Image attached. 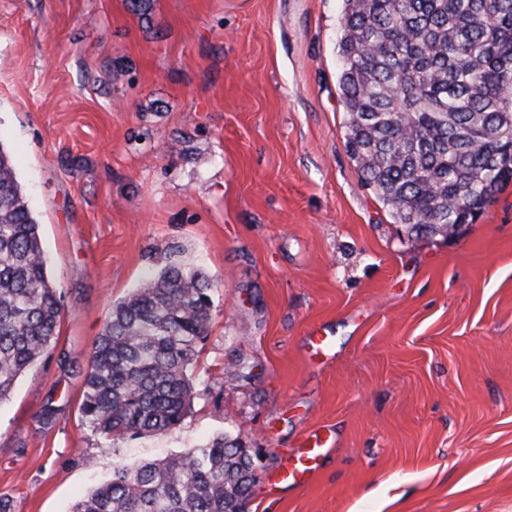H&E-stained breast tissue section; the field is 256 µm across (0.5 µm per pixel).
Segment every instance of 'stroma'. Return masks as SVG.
<instances>
[{"label":"stroma","instance_id":"stroma-1","mask_svg":"<svg viewBox=\"0 0 512 512\" xmlns=\"http://www.w3.org/2000/svg\"><path fill=\"white\" fill-rule=\"evenodd\" d=\"M341 0H0V146L62 296L55 343L0 404V498L71 512L136 464L240 436L246 512H512V183L416 240L345 146ZM214 284L191 408L99 436L83 370L166 262ZM336 340L312 356L315 330ZM54 400L57 412L43 421ZM316 430L335 446L269 494Z\"/></svg>","mask_w":512,"mask_h":512}]
</instances>
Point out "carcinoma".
<instances>
[{
  "mask_svg": "<svg viewBox=\"0 0 512 512\" xmlns=\"http://www.w3.org/2000/svg\"><path fill=\"white\" fill-rule=\"evenodd\" d=\"M338 88L345 146L409 238L471 224L512 182V0H342ZM9 156L0 147V404L55 341L61 294ZM211 280L167 264L97 338L81 412L106 436L161 434L193 399ZM252 459L240 437L129 466L72 512H245Z\"/></svg>",
  "mask_w": 512,
  "mask_h": 512,
  "instance_id": "carcinoma-1",
  "label": "carcinoma"
}]
</instances>
